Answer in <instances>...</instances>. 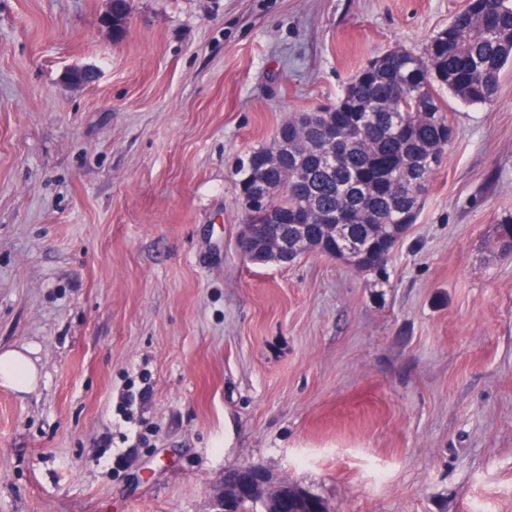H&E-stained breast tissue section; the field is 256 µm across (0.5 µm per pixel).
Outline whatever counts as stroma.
Instances as JSON below:
<instances>
[{
  "label": "stroma",
  "mask_w": 512,
  "mask_h": 512,
  "mask_svg": "<svg viewBox=\"0 0 512 512\" xmlns=\"http://www.w3.org/2000/svg\"><path fill=\"white\" fill-rule=\"evenodd\" d=\"M465 0H0V512H212L257 463L327 512H512V64L389 281L245 260L236 171ZM90 67L89 85L66 72ZM28 348L0 349V383L8 385L19 394L33 390L40 378L38 367Z\"/></svg>",
  "instance_id": "obj_1"
}]
</instances>
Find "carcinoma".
Masks as SVG:
<instances>
[{"label":"carcinoma","mask_w":512,"mask_h":512,"mask_svg":"<svg viewBox=\"0 0 512 512\" xmlns=\"http://www.w3.org/2000/svg\"><path fill=\"white\" fill-rule=\"evenodd\" d=\"M129 0H112V37L120 38ZM512 61V0H480L458 11L417 55L403 48L382 54L345 87L336 105L282 123L273 142L248 155L239 180L264 184L279 222L258 225L250 261L274 263L269 244H305L319 224H342L334 244L343 260L384 287L391 250L416 215L431 176L451 143L440 91L465 104H486ZM352 240L363 250L349 248ZM287 512H310L298 486L288 485Z\"/></svg>","instance_id":"1"}]
</instances>
